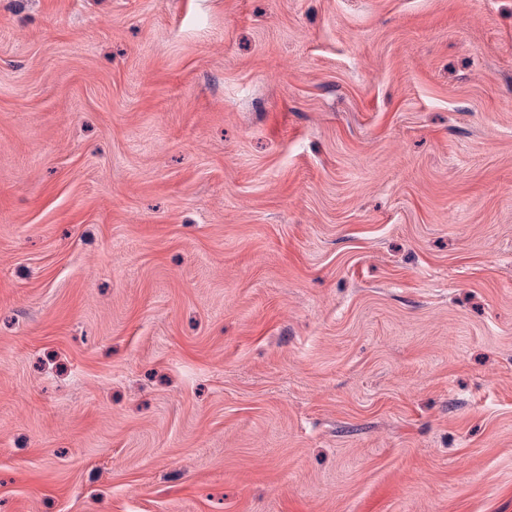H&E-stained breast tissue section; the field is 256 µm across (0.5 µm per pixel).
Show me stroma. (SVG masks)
Instances as JSON below:
<instances>
[{
    "mask_svg": "<svg viewBox=\"0 0 512 512\" xmlns=\"http://www.w3.org/2000/svg\"><path fill=\"white\" fill-rule=\"evenodd\" d=\"M0 512H512V0H0Z\"/></svg>",
    "mask_w": 512,
    "mask_h": 512,
    "instance_id": "35a3bbf8",
    "label": "stroma"
}]
</instances>
